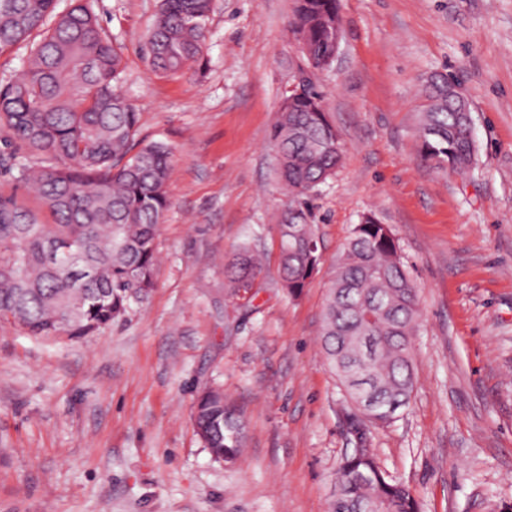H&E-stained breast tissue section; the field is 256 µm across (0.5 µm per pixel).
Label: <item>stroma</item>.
Returning a JSON list of instances; mask_svg holds the SVG:
<instances>
[{"label": "stroma", "mask_w": 512, "mask_h": 512, "mask_svg": "<svg viewBox=\"0 0 512 512\" xmlns=\"http://www.w3.org/2000/svg\"><path fill=\"white\" fill-rule=\"evenodd\" d=\"M160 0H93L120 47L139 136L173 152L157 283L97 334L44 338L0 321V512H328L354 443L349 398L319 337L333 264L372 213L418 292L417 381L366 445L420 512L512 506V0H339L342 40L318 82L344 149L311 221L322 261L281 286L288 201L270 138L292 81L293 0H211L203 64L155 75ZM448 74L469 99L478 161L425 159L418 91ZM263 259L227 295L241 248ZM221 386L245 423L234 466L196 435L198 391Z\"/></svg>", "instance_id": "obj_1"}]
</instances>
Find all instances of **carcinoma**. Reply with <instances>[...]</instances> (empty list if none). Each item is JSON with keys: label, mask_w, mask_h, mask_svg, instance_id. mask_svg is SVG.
<instances>
[{"label": "carcinoma", "mask_w": 512, "mask_h": 512, "mask_svg": "<svg viewBox=\"0 0 512 512\" xmlns=\"http://www.w3.org/2000/svg\"><path fill=\"white\" fill-rule=\"evenodd\" d=\"M337 0H295L291 29L304 60L320 61L336 42ZM56 0H0V52L25 50L20 76L0 84V141L38 160L0 157L12 188L0 190V320L33 336H90L145 302L156 285L157 233L171 200L172 153L138 140L139 113L118 91L121 51L88 0L56 12ZM210 0H161L147 45L157 74L174 77L199 62ZM468 100L444 74L427 81L417 122L421 153L437 167L465 173L476 140ZM271 138L278 181L288 193L281 224L283 287L297 298L321 263L310 202L336 175L342 148L319 84L285 94ZM42 206L33 210L26 196ZM57 245L69 246L59 261ZM260 259L239 250L226 265L231 295L261 275ZM417 289L391 229L362 216L333 266L321 323L326 360L342 386L376 401L374 417L355 416L359 441L391 423L416 384L412 336ZM192 421L210 455L237 463L244 426L224 392L196 395ZM419 512L404 483L385 475L367 448L346 454L330 512Z\"/></svg>", "instance_id": "1"}]
</instances>
